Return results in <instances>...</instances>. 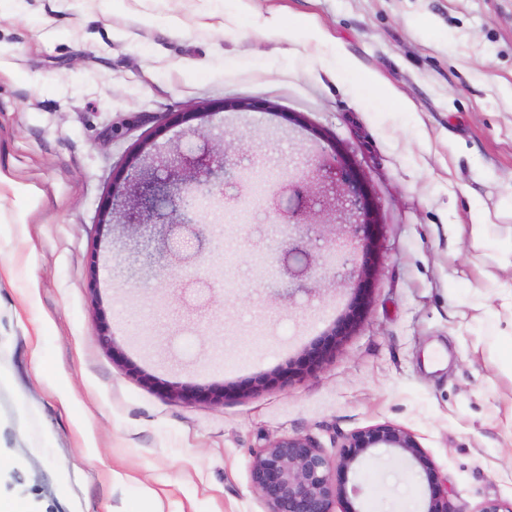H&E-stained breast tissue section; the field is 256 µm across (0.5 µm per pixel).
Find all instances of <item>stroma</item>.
<instances>
[{"mask_svg": "<svg viewBox=\"0 0 512 512\" xmlns=\"http://www.w3.org/2000/svg\"><path fill=\"white\" fill-rule=\"evenodd\" d=\"M146 139L160 178L181 158L191 180L223 146L237 168L191 267L137 260L160 226L102 221L113 187L133 210ZM340 150L375 212L369 299L295 375L353 298L340 214L293 215ZM0 173L1 498L265 512L261 448L302 434L332 460L389 422L416 434L450 512H512V0H20L0 11ZM208 383L223 403L164 390ZM347 483L360 493L333 512H421L428 495L385 448Z\"/></svg>", "mask_w": 512, "mask_h": 512, "instance_id": "stroma-1", "label": "stroma"}]
</instances>
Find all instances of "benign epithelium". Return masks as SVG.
<instances>
[{
  "instance_id": "1",
  "label": "benign epithelium",
  "mask_w": 512,
  "mask_h": 512,
  "mask_svg": "<svg viewBox=\"0 0 512 512\" xmlns=\"http://www.w3.org/2000/svg\"><path fill=\"white\" fill-rule=\"evenodd\" d=\"M145 149L146 146H140L129 162L137 180V210L136 216L129 218L128 223L148 227L153 220L163 219L164 215L155 211V202L160 198L169 200L171 214L178 216L179 221L166 224V237L177 239L184 229L191 232V237L179 248L165 245L163 256L189 264L205 244L202 233L194 229L199 201L210 195L216 185L235 179V172L227 168L221 158L216 165L207 166L199 172L195 186L183 187L175 178L161 179L149 173L139 163ZM334 177L340 186L336 202L355 214V227L368 229L373 224L371 207L357 175L340 162ZM354 290L351 310L333 324L332 337L344 336L352 327L355 310L365 296L364 281H359ZM174 395L184 399L205 397L218 402L224 398V386L197 385L187 395L181 390L174 391ZM375 448H388L416 461L426 473L429 485L423 512H448V495L417 437L410 430L389 422L359 429L345 437L333 465L310 438L300 434L280 437L254 457L250 469L251 483L267 506V512H332L336 498L346 494L341 476L347 475L364 454Z\"/></svg>"
}]
</instances>
